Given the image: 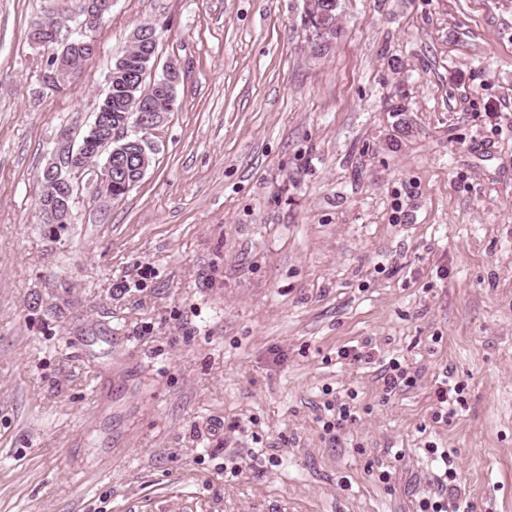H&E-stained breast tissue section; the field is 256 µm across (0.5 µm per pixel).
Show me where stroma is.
Wrapping results in <instances>:
<instances>
[{
	"mask_svg": "<svg viewBox=\"0 0 512 512\" xmlns=\"http://www.w3.org/2000/svg\"><path fill=\"white\" fill-rule=\"evenodd\" d=\"M49 6L0 0V512H419L433 448L512 512V0H341L320 56L304 0H114L62 91ZM144 23L181 68L151 168L40 223Z\"/></svg>",
	"mask_w": 512,
	"mask_h": 512,
	"instance_id": "stroma-1",
	"label": "stroma"
}]
</instances>
